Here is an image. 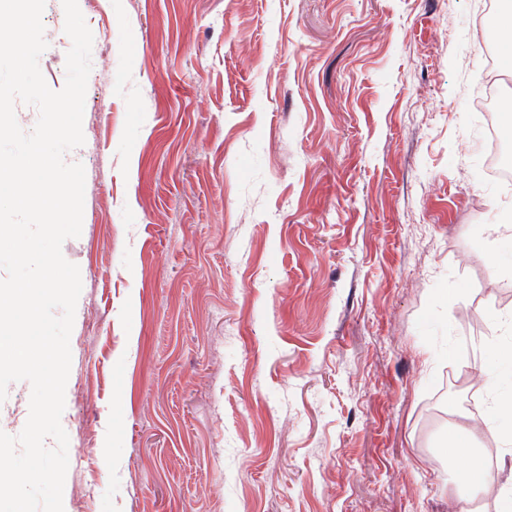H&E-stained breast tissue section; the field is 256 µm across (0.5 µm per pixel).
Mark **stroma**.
<instances>
[{"label": "stroma", "instance_id": "obj_1", "mask_svg": "<svg viewBox=\"0 0 512 512\" xmlns=\"http://www.w3.org/2000/svg\"><path fill=\"white\" fill-rule=\"evenodd\" d=\"M488 0H78L93 34L64 512H500L452 424L512 346ZM39 67L65 84L62 0ZM462 293L454 306L445 288ZM31 385L11 383L18 435ZM456 441L445 452L449 462H453L458 458L465 460V469L461 478L464 486L471 489H481L487 485L488 474L484 467V463L474 453V441L477 438L475 431L476 426L470 424H459L454 428Z\"/></svg>", "mask_w": 512, "mask_h": 512}]
</instances>
